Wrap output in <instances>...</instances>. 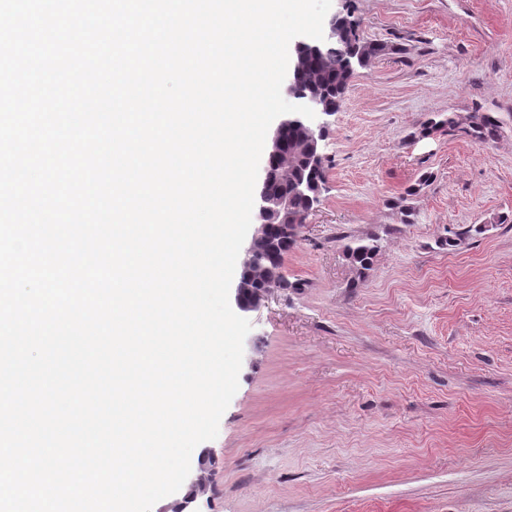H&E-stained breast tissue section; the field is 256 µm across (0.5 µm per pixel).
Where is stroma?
<instances>
[{"label": "stroma", "mask_w": 512, "mask_h": 512, "mask_svg": "<svg viewBox=\"0 0 512 512\" xmlns=\"http://www.w3.org/2000/svg\"><path fill=\"white\" fill-rule=\"evenodd\" d=\"M331 11L395 51L356 70L290 285L248 315L239 388L191 458L205 512H512V0ZM476 110L494 141L414 136ZM370 235L354 288L343 246Z\"/></svg>", "instance_id": "obj_1"}]
</instances>
